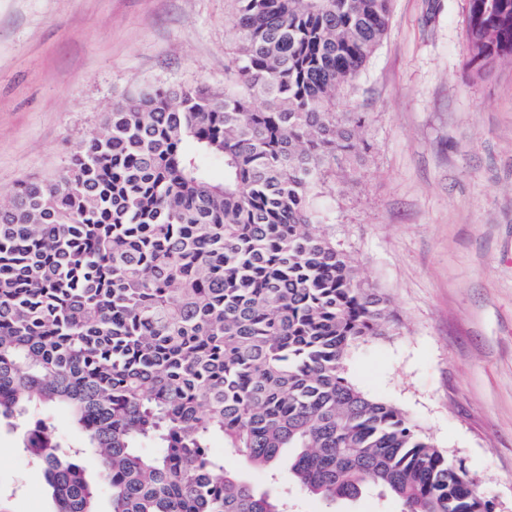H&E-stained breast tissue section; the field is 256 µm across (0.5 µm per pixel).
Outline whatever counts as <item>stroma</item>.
Masks as SVG:
<instances>
[{"mask_svg": "<svg viewBox=\"0 0 512 512\" xmlns=\"http://www.w3.org/2000/svg\"><path fill=\"white\" fill-rule=\"evenodd\" d=\"M234 0H0V200L52 180L113 102L158 85L224 89ZM468 0H393L388 31L341 107L361 113L364 162L317 198L322 224L390 301L388 335L347 377L401 408L498 512H512V60L472 65ZM213 451L293 512H402L369 491L327 502L286 468ZM0 501L51 512L17 431L0 432Z\"/></svg>", "mask_w": 512, "mask_h": 512, "instance_id": "35a3bbf8", "label": "stroma"}]
</instances>
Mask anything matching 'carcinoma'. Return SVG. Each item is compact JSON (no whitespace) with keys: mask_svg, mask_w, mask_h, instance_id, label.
Masks as SVG:
<instances>
[{"mask_svg":"<svg viewBox=\"0 0 512 512\" xmlns=\"http://www.w3.org/2000/svg\"><path fill=\"white\" fill-rule=\"evenodd\" d=\"M468 2L473 59L512 58V0ZM237 4L224 92L129 93L62 175L0 202V429L24 428L54 512H288L224 467L218 439L326 501L375 487L404 512H493L345 373L391 310L313 199L367 150L337 101L392 0ZM57 408L79 444L28 422Z\"/></svg>","mask_w":512,"mask_h":512,"instance_id":"1","label":"carcinoma"}]
</instances>
